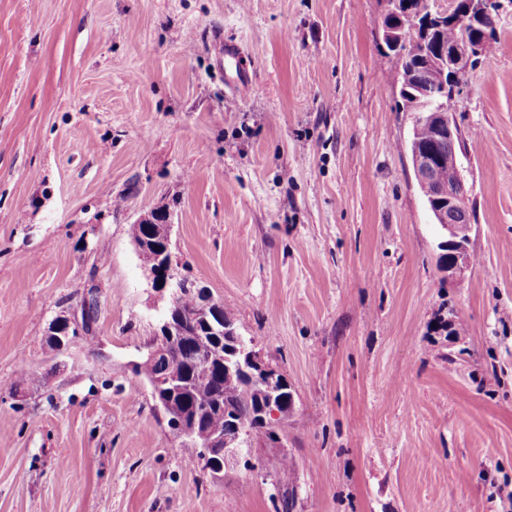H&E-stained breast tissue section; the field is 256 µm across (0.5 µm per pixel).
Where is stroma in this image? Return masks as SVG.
<instances>
[{"instance_id":"stroma-1","label":"stroma","mask_w":512,"mask_h":512,"mask_svg":"<svg viewBox=\"0 0 512 512\" xmlns=\"http://www.w3.org/2000/svg\"><path fill=\"white\" fill-rule=\"evenodd\" d=\"M385 9L0 0V512H512V10L453 107L475 261L452 280ZM162 205L292 397L218 480L134 371L165 299L130 227ZM89 294L92 335L53 349ZM243 53L238 45L224 41V63H227L229 71H224L227 83L238 85L246 80L244 67L241 65ZM76 329L71 328L68 317L55 318L48 327V335L53 336V345L58 351H62L69 345L70 336H74Z\"/></svg>"}]
</instances>
